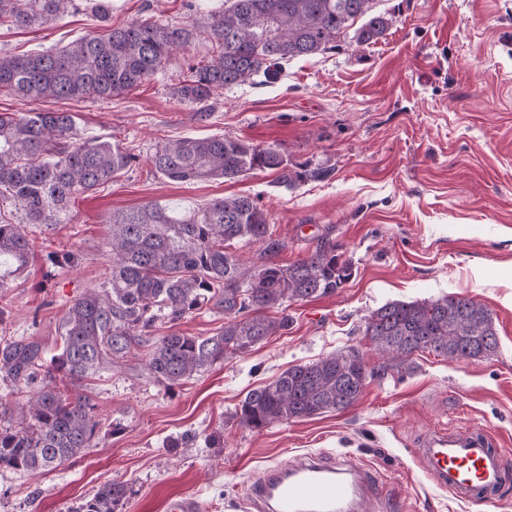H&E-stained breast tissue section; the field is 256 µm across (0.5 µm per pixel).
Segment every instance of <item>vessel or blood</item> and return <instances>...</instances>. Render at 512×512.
I'll use <instances>...</instances> for the list:
<instances>
[{
    "label": "vessel or blood",
    "mask_w": 512,
    "mask_h": 512,
    "mask_svg": "<svg viewBox=\"0 0 512 512\" xmlns=\"http://www.w3.org/2000/svg\"><path fill=\"white\" fill-rule=\"evenodd\" d=\"M433 483L454 499L482 506L497 504L508 456L483 432L430 435L417 451ZM259 512H387L374 475L321 453L267 468L251 491Z\"/></svg>",
    "instance_id": "b4317fda"
}]
</instances>
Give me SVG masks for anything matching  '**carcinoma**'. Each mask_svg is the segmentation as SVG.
I'll return each mask as SVG.
<instances>
[{"label": "carcinoma", "instance_id": "1", "mask_svg": "<svg viewBox=\"0 0 512 512\" xmlns=\"http://www.w3.org/2000/svg\"><path fill=\"white\" fill-rule=\"evenodd\" d=\"M371 0H231L212 17L206 33L218 53L188 65L171 91L180 103L207 115L218 93L256 76L268 81L282 63L336 48L360 20L353 38L371 44L392 19L371 12ZM75 0H0V22L18 28L52 23ZM194 33L186 27L142 19L79 38L58 51L23 57L0 53V90L33 99H108L153 78ZM75 112L0 113V289L21 276L33 258L30 224H62L71 200L120 176L133 156L104 136H86ZM170 180L226 181L273 170L288 186L321 179L322 167L288 168L281 151L227 136L184 137L157 146L150 157ZM107 240L109 274L69 305L59 325L61 344L50 364L41 347L7 343L0 348V377L24 404L0 402V468L40 474L91 447L97 422L86 396H72L59 383H80L145 352L149 378L180 384L219 362L249 353L288 329L289 318L268 311L287 302L330 295L353 275L336 245L322 241L288 265L268 260L283 243L269 232L266 212L250 196L215 198L178 213L148 204L112 213ZM238 241L262 245V263L242 268L226 250ZM224 312V327L211 336L158 334L205 307ZM364 336L388 355L374 366L355 360L357 351L293 365L253 389L237 406L240 424L261 429L274 422L343 411L366 385L402 371L416 352L432 351L457 361L488 357L499 347L488 309L463 295L430 302H388L374 310ZM128 490L118 481L101 485L69 512H118Z\"/></svg>", "mask_w": 512, "mask_h": 512}]
</instances>
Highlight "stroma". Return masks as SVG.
<instances>
[{
	"instance_id": "35a3bbf8",
	"label": "stroma",
	"mask_w": 512,
	"mask_h": 512,
	"mask_svg": "<svg viewBox=\"0 0 512 512\" xmlns=\"http://www.w3.org/2000/svg\"><path fill=\"white\" fill-rule=\"evenodd\" d=\"M54 25H0V50L59 48L104 25L153 18L183 25L186 0H77ZM391 18L384 39H348L336 50L290 61L273 83L221 91L200 118L171 90L188 61L215 49L197 35L152 80L112 99L46 101L78 113L86 135H104L133 154L114 182L79 195L66 223L33 224L35 258L0 290L8 314L0 345L35 342L45 356L72 300L108 276L105 240L112 211L161 203L196 208L248 195L267 212L286 265L335 244L354 268L335 294L288 303L284 334L244 357L169 386L148 378L140 353L100 371L79 390L95 406L93 445L57 469L32 475L0 468V512H68L99 486L121 481L122 512H168L196 496L203 512H254L250 491L264 469L327 451L371 468L391 512H512V477L499 505H467L426 476L415 454L427 435L479 428L512 449V0H374ZM229 136L272 146L289 163L327 168L292 187L273 171L231 181L178 182L149 158L169 139ZM77 253L76 263L63 257ZM456 293L492 313L494 355L456 361L416 353L402 373L371 381L343 411L262 429L241 425L238 404L288 367L358 349L379 356L363 335L371 313L391 301H432Z\"/></svg>"
}]
</instances>
